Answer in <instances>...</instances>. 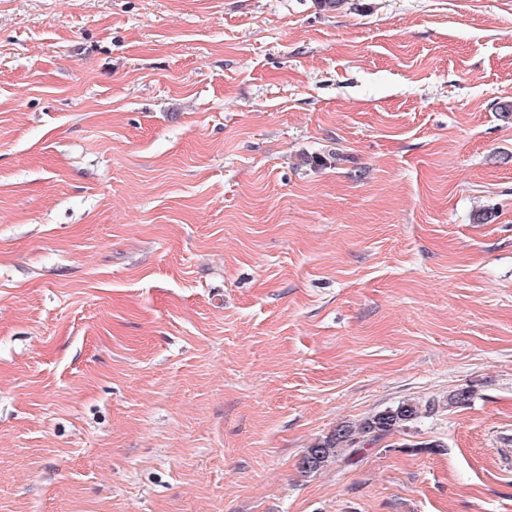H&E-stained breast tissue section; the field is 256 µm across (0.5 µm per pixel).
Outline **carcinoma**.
<instances>
[{
	"mask_svg": "<svg viewBox=\"0 0 512 512\" xmlns=\"http://www.w3.org/2000/svg\"><path fill=\"white\" fill-rule=\"evenodd\" d=\"M417 415L418 409L415 405L402 403L395 408H387L357 425H343L327 440L307 449L298 462V468L302 473L315 472L341 455L344 456V460L352 461L364 450L362 438L366 437L376 443L398 431Z\"/></svg>",
	"mask_w": 512,
	"mask_h": 512,
	"instance_id": "cac0c4a2",
	"label": "carcinoma"
}]
</instances>
